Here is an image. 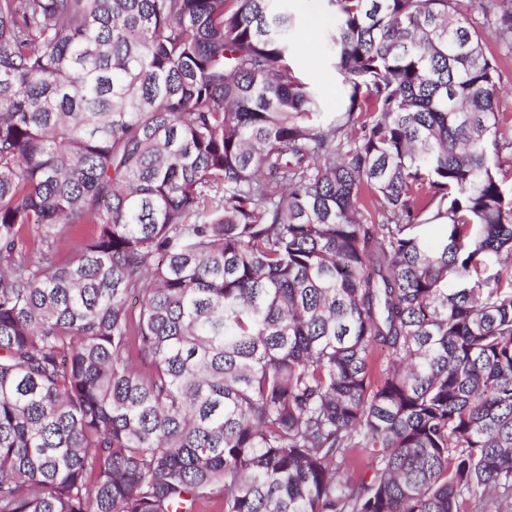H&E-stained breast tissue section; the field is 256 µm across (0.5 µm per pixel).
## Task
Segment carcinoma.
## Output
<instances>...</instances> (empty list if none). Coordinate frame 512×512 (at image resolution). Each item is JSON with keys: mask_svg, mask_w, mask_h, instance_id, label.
<instances>
[{"mask_svg": "<svg viewBox=\"0 0 512 512\" xmlns=\"http://www.w3.org/2000/svg\"><path fill=\"white\" fill-rule=\"evenodd\" d=\"M327 2L0 0V512H512V0ZM289 8L294 17L299 46L295 58L297 70L318 92L322 111L335 115L348 103L342 77L330 66L322 52L323 35L315 36L308 45L304 43V35L312 25L319 32L322 27L318 22L327 26L332 25L333 13L326 6V2L320 0H291ZM484 38L488 50L493 54L497 61L500 73L498 82V97L500 111L504 113L506 124L502 126L500 132L510 134V116H512V50L502 47L497 37L491 30H485Z\"/></svg>", "mask_w": 512, "mask_h": 512, "instance_id": "carcinoma-1", "label": "carcinoma"}]
</instances>
